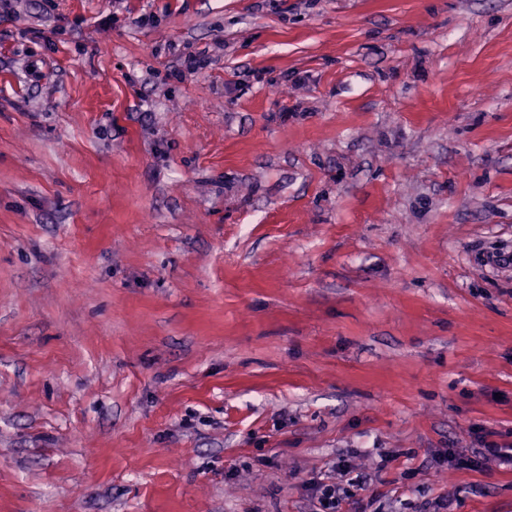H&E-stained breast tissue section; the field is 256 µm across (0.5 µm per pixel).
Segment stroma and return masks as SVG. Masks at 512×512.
I'll return each instance as SVG.
<instances>
[{
	"label": "stroma",
	"instance_id": "1",
	"mask_svg": "<svg viewBox=\"0 0 512 512\" xmlns=\"http://www.w3.org/2000/svg\"><path fill=\"white\" fill-rule=\"evenodd\" d=\"M502 255L512 0H0V512H512ZM471 456L463 452L457 453L454 448L448 449V456L443 461L458 463L464 467H478L484 465L490 459H497L504 463L512 464V448H498L496 445H485L483 448H471ZM350 471V465L346 459H340L331 465L327 482H314L311 487V512H339L336 510L345 500V491L341 487V481L336 482V474L339 478L346 476ZM338 478V479H339ZM342 491V492H341Z\"/></svg>",
	"mask_w": 512,
	"mask_h": 512
}]
</instances>
